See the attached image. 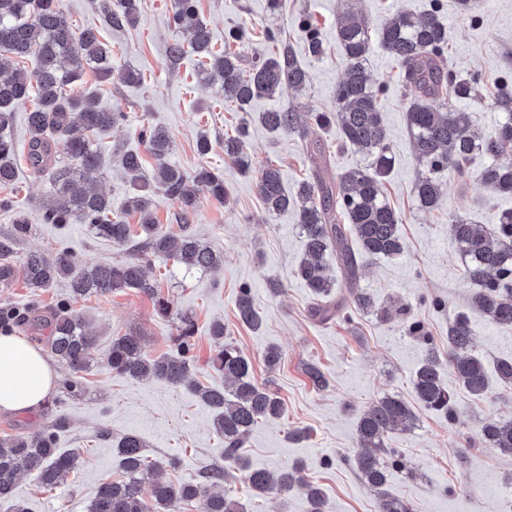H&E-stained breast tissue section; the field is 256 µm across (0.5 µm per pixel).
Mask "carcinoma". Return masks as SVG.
<instances>
[{
	"label": "carcinoma",
	"mask_w": 512,
	"mask_h": 512,
	"mask_svg": "<svg viewBox=\"0 0 512 512\" xmlns=\"http://www.w3.org/2000/svg\"><path fill=\"white\" fill-rule=\"evenodd\" d=\"M106 25L121 28L134 25L140 15V0H101ZM171 22L174 29L188 35L170 47L172 57H196L200 78L220 84L224 100L243 110L258 98L272 97L284 85L296 90L306 85L307 75L294 52L288 48L262 57L244 76L240 58L227 46L214 50L206 21L196 0H174ZM336 36L343 52L344 76L336 85L332 112H300L296 106L260 113L261 123L273 133L308 137L310 129L338 126L342 144L367 159L359 168L331 175L320 158V140L309 142L314 155L310 175L288 194L279 168L269 164L257 176L258 193L268 212L292 210L305 240V251L297 274L309 288L313 314L328 320L345 307L371 310L370 295L358 287L360 264L404 252L399 225L401 213L385 199V182L395 158L390 150L388 130L383 123L378 89L367 67L371 38L366 22L352 8L336 16ZM379 41L402 72L407 98L408 127L421 174L414 184L417 204L424 210L438 207L448 174L464 177L475 172L480 181L500 195H512V163L502 158L512 155V84L500 85L491 100L501 121L495 135L482 138L470 129V115L457 110L455 100H482V88L473 76H458L448 68V32L437 11L423 15L396 13L386 17L379 28ZM33 57V72L21 68V60ZM95 69L102 80L112 77V50L102 41L97 28L76 32L57 0H0V186L15 181V161L24 153L30 170L54 176V201L43 213L48 224H68L78 217L93 233L118 246H126L132 257L117 264H83L68 250L52 253L30 252L20 267L0 261V287L22 278L27 287L46 288L65 278L69 293L47 318L29 319L21 312L17 323L30 322L48 329L47 343L52 356L67 367L69 389L80 386V373L89 369L96 335L72 311L71 305L87 295H107L127 288L139 290L152 300L156 312L169 314V302L156 282L145 272L152 257L171 259L189 270L210 271L224 263L223 255L200 241L188 227L197 195L207 192L218 201L226 198L224 178L202 166L188 175L171 165L168 157L172 141L161 127H146L139 138L154 161L152 176H144L145 159L137 150L115 149L107 155L92 137L108 133L123 113L98 107L95 93H67L85 68ZM37 90V103L26 113L30 137L24 146L7 131L15 109ZM247 131L240 128L224 138V155L247 172L243 154ZM119 163L131 175L136 192L115 203L89 174L107 161ZM161 191L180 205L182 230L173 233L157 223L151 194ZM138 217V224L126 223L125 215ZM27 217L15 218L12 229L0 233V256L10 252L12 243L28 234ZM448 239L464 260L465 276L476 285L472 308L501 326L512 327V209L500 213L497 224L485 232L465 215L448 213ZM348 284L347 295L336 297V279L327 255ZM239 320L248 326L259 324L250 289L240 288L236 300ZM195 325L183 318L177 326L173 351L152 358L145 354L143 338L136 333L112 339L107 364L113 372L133 380L156 379L182 385L190 376L195 346ZM474 333L466 313L460 312L448 324V363H443L432 347L414 372L412 388L427 409L453 416L451 396L443 380L449 369L472 395L488 394L484 361L472 353ZM211 367L232 383L226 391L192 385L198 398L216 410L213 428L224 437V458L247 469L239 450L261 418L278 417L283 403L274 393L254 383L250 362L235 347L223 344L210 359ZM498 386L512 391V357L497 362ZM409 406L396 396H385L364 411L357 426L360 451L351 461L363 481L378 495V512H412L409 503L385 489L388 472L402 468L404 461L395 449L385 445L389 433L412 422ZM68 425L60 414L54 423L37 431L0 437V502L9 501L21 472L32 475L44 488L54 489L76 469L77 455L56 448L57 432ZM480 441L512 455V420H489L480 429ZM145 443L135 433L123 435L117 444L124 478L108 480L97 487L87 512H181V505L199 503L200 512H243L239 502L221 490L224 470L210 468L195 484L174 485L160 474L173 466L171 460H151ZM247 479L259 493L286 495L298 489L306 496L308 512H324V495L308 483L303 464L295 462L276 472L248 469ZM151 484V496L142 495V485Z\"/></svg>",
	"instance_id": "carcinoma-1"
}]
</instances>
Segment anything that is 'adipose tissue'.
Segmentation results:
<instances>
[{
    "label": "adipose tissue",
    "mask_w": 512,
    "mask_h": 512,
    "mask_svg": "<svg viewBox=\"0 0 512 512\" xmlns=\"http://www.w3.org/2000/svg\"><path fill=\"white\" fill-rule=\"evenodd\" d=\"M55 375L42 349L25 337L0 334V411L41 406L54 388Z\"/></svg>",
    "instance_id": "ef3b65f1"
}]
</instances>
